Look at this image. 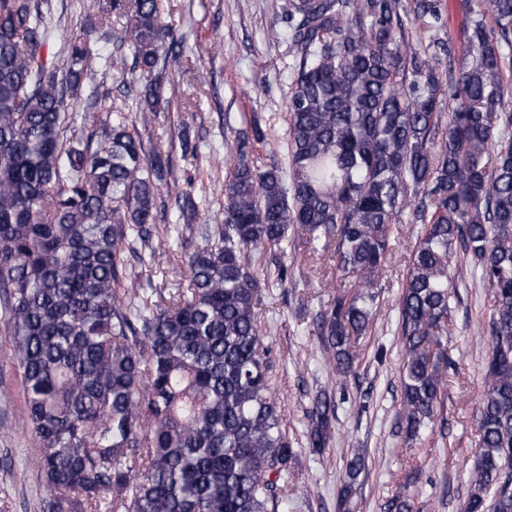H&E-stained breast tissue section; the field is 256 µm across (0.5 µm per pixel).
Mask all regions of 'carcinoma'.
I'll return each mask as SVG.
<instances>
[{"instance_id":"1","label":"carcinoma","mask_w":512,"mask_h":512,"mask_svg":"<svg viewBox=\"0 0 512 512\" xmlns=\"http://www.w3.org/2000/svg\"><path fill=\"white\" fill-rule=\"evenodd\" d=\"M481 3L456 61L438 36L441 0H287L288 28L268 33L296 58L287 166H256L246 148L264 134L240 131L223 223L196 222L185 189L174 197L185 223L160 226L173 165L145 155L134 124L169 106L168 68L186 62L161 0H109L123 21L115 34L93 5L63 67L43 55L55 39L49 0H0V312L39 448L25 467L44 482L42 512H267L297 453L269 394L254 255L298 241L331 254L340 291L317 336L348 375L405 222L422 230L394 315L402 431L419 440L437 416L452 365L449 288L464 270L493 299L464 512H512V0ZM407 22L432 36L410 42ZM103 39L115 48L99 56ZM112 71L139 112L99 95L97 76ZM187 247L185 278L146 294L156 255ZM333 417L318 394L310 452L329 446ZM364 468L356 448L340 506Z\"/></svg>"}]
</instances>
